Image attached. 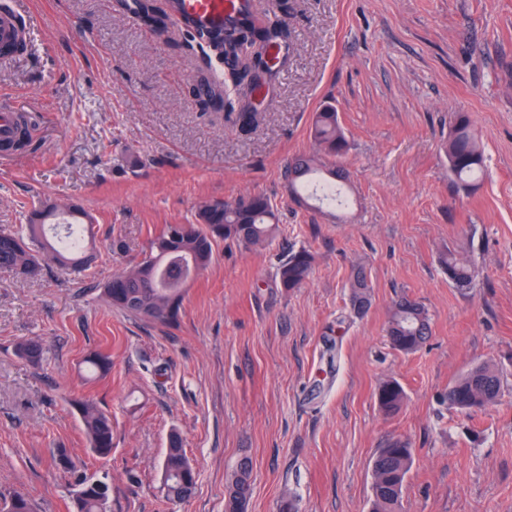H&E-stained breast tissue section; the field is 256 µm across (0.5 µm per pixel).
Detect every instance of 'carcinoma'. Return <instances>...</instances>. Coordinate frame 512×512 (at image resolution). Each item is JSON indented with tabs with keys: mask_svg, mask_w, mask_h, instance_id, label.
Listing matches in <instances>:
<instances>
[{
	"mask_svg": "<svg viewBox=\"0 0 512 512\" xmlns=\"http://www.w3.org/2000/svg\"><path fill=\"white\" fill-rule=\"evenodd\" d=\"M167 10L156 12L152 0H138V17L148 26H174L190 48H199L202 58L228 60L236 68L201 79L199 103L205 107L214 100L227 114H236L246 126L256 127L263 112L252 103L253 93L262 81L272 78L271 61H279L275 50L288 45V27L279 19L284 0H271L267 12H252L243 17L229 16L224 23L202 24L181 14L178 0H166ZM310 136L313 150L292 158L284 177L294 198L309 209L340 207L344 204L343 182L347 180L340 160L349 150V142L340 125L338 112L325 106L312 117ZM448 158V172L453 184L469 192L477 186L484 171V149L468 115L454 113L448 139L443 143ZM58 205L45 201L32 211L19 232L0 230V270L24 280L42 277L45 264L52 260L64 269H81L92 256L82 238L73 245L64 243L72 225H64L65 234H56L53 243L43 241L45 220L56 215ZM277 230L275 207L263 195L241 196L233 202L214 201L201 204L188 224H167L149 240L145 256L112 275L103 288L106 302L129 315L173 327L179 321L182 302L190 282L189 269L205 270L214 260L216 247L232 240L245 248L269 244ZM314 263L310 250H290L277 266L276 278L284 290L302 287L309 279ZM448 282L461 292L473 288L477 277L474 267L453 252L441 256ZM350 308L356 315L370 307V283L364 269L354 274L349 285ZM431 335L430 318L425 307L407 297L394 300L389 308L387 336L391 346L409 354L419 349ZM19 355L31 362L42 356V344L29 340L19 344ZM502 369L491 362H478L448 386L443 401L448 409L469 415L476 408L491 407L499 399ZM380 409L396 413L404 390L394 380L383 382L377 392ZM92 455L106 458L112 454V417L90 399L72 401ZM68 457L65 469L74 479L72 512H108L112 486L87 476L83 465L60 448L53 457ZM413 464V448L401 438L388 441L378 449L372 463V495L369 512H400L407 476ZM163 490L171 503L188 499L197 483V472L186 456L180 435L168 438L163 461ZM251 496V468L240 463L226 488L225 512H246ZM0 512H36L34 502L23 492L0 494Z\"/></svg>",
	"mask_w": 512,
	"mask_h": 512,
	"instance_id": "cac0c4a2",
	"label": "carcinoma"
}]
</instances>
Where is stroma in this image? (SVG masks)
Listing matches in <instances>:
<instances>
[{
	"label": "stroma",
	"mask_w": 512,
	"mask_h": 512,
	"mask_svg": "<svg viewBox=\"0 0 512 512\" xmlns=\"http://www.w3.org/2000/svg\"><path fill=\"white\" fill-rule=\"evenodd\" d=\"M29 50L0 65V100L37 117L30 144L0 160V228L20 229L37 201L77 205L97 257L24 281L0 273V492L39 512H70L64 448L112 485L110 512H224L226 483L251 464L247 512H368L371 460L408 439L402 512H512V0H288V54L243 129L202 111L196 55L174 28L154 30L132 0H24ZM333 103L350 142L347 208H300L284 170L310 151L313 112ZM465 112L485 156L479 188L457 189L440 150ZM144 167L131 169V155ZM269 197L278 233L247 250L222 242L188 289L177 326L105 304L100 290L149 239L210 200ZM126 249L113 251L114 239ZM316 256L288 292L276 268L288 248ZM478 272L460 292L438 257ZM364 268L371 307L350 310ZM427 309L432 335L403 354L386 336L394 299ZM39 340L32 364L16 348ZM94 351L112 367L92 374ZM503 370L495 406L463 417L441 400L480 361ZM405 403L384 415L377 390ZM112 417V453L89 450L68 404ZM178 432L197 471L191 497L164 496L162 461ZM377 401L384 413L394 414L404 401V390L398 382L387 380L378 388Z\"/></svg>",
	"instance_id": "obj_1"
}]
</instances>
